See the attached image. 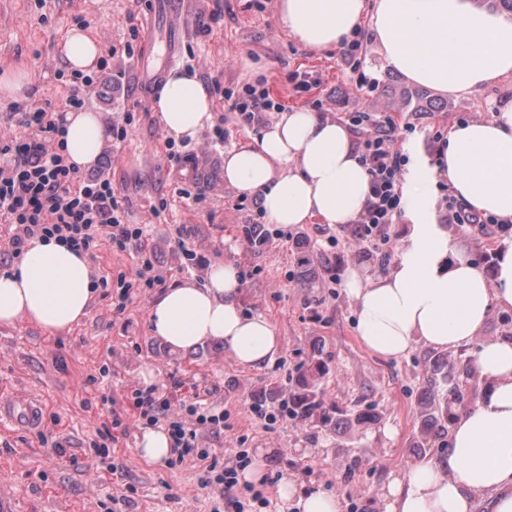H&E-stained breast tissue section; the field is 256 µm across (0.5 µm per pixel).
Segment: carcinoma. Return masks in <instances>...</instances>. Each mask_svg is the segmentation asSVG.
Here are the masks:
<instances>
[{
  "instance_id": "1",
  "label": "carcinoma",
  "mask_w": 512,
  "mask_h": 512,
  "mask_svg": "<svg viewBox=\"0 0 512 512\" xmlns=\"http://www.w3.org/2000/svg\"><path fill=\"white\" fill-rule=\"evenodd\" d=\"M399 100L407 112H442L446 109L444 104L431 99L428 92L420 89L399 90ZM453 372L474 382L478 380L472 358L466 354L435 356L430 365V375L427 376L432 393L429 403L419 410V432L413 447L423 448L430 441L437 442L448 436V400L464 405V393L458 388L453 387L448 389V393H443V388L448 385V378ZM326 373V365L315 359L301 367L300 375L288 393V410L295 418L302 422L316 419L323 426L333 423V410L324 407L315 386V380Z\"/></svg>"
}]
</instances>
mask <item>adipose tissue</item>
I'll return each mask as SVG.
<instances>
[{
	"mask_svg": "<svg viewBox=\"0 0 512 512\" xmlns=\"http://www.w3.org/2000/svg\"><path fill=\"white\" fill-rule=\"evenodd\" d=\"M280 26L304 47H338L371 21L387 66L408 83L464 95L512 75V14L481 0H277ZM152 110L167 135L192 141L213 123L214 102L196 73H168ZM66 154L93 168L106 142L101 112L65 115ZM406 216L399 256L388 275L349 266L362 346L398 360L421 343L443 352L469 348L483 384L466 408H453L448 446L422 456L383 490L384 512H512V338H482L492 314H512V238L498 247L494 273L470 257L451 227L435 221L432 187L447 180L456 196L482 213L512 221V102L491 118L455 126L434 159L408 146ZM224 182L257 196L266 223L312 220L344 226L361 213L369 177L343 124L306 110L278 113L253 144L224 152ZM86 258L57 239H33L19 262L0 272V324L19 321L46 331L80 323L93 298ZM234 265L212 267L203 283L164 290L150 311L153 335L182 352L215 343L235 363L271 362L281 340L269 320L245 315ZM278 494L291 512H342L339 497L310 491L290 476Z\"/></svg>",
	"mask_w": 512,
	"mask_h": 512,
	"instance_id": "obj_1",
	"label": "adipose tissue"
}]
</instances>
